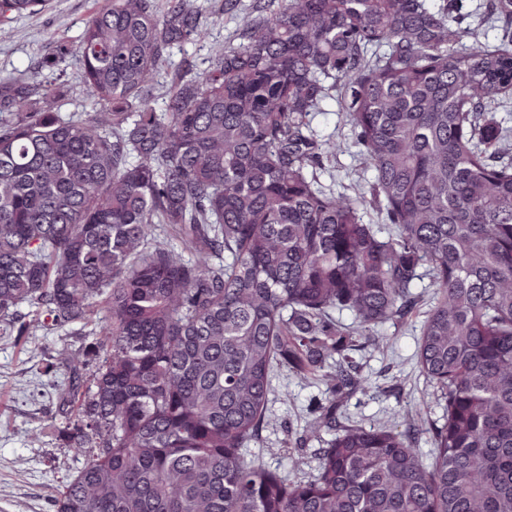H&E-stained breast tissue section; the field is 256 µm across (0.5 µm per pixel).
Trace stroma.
<instances>
[{
	"instance_id": "stroma-1",
	"label": "stroma",
	"mask_w": 512,
	"mask_h": 512,
	"mask_svg": "<svg viewBox=\"0 0 512 512\" xmlns=\"http://www.w3.org/2000/svg\"><path fill=\"white\" fill-rule=\"evenodd\" d=\"M108 0H50L47 9L21 20L5 23L0 35V77L32 67L53 83L64 111H81L80 72L58 62L50 49L51 35L73 48L86 22L106 7ZM237 22L225 15L211 30L208 44L173 47L166 67L191 60L207 65L210 48L236 41ZM321 138L341 141L342 150L325 157L318 172L325 188L363 198L365 223L387 227L384 211L373 203V175L362 162V147L347 124L340 102L328 101L325 111L312 115ZM419 303L404 319L379 328L363 339L351 356L365 388L352 396L333 399L320 377L277 371L273 384L281 396L268 407L271 425L252 449L280 474L290 473L289 457L301 459L303 469L316 463L317 444L304 443L308 422L336 405L340 422L378 424L391 422L426 402L429 387L417 363V346L430 308L433 289L429 280L418 281ZM20 324L9 335L0 334V512H58V492L84 464L68 446L73 424L65 418L64 392L73 379L87 380L101 350L95 335L74 324L45 326L36 334L22 331L33 319L29 306L18 309ZM80 357L84 366L72 374L69 361Z\"/></svg>"
}]
</instances>
